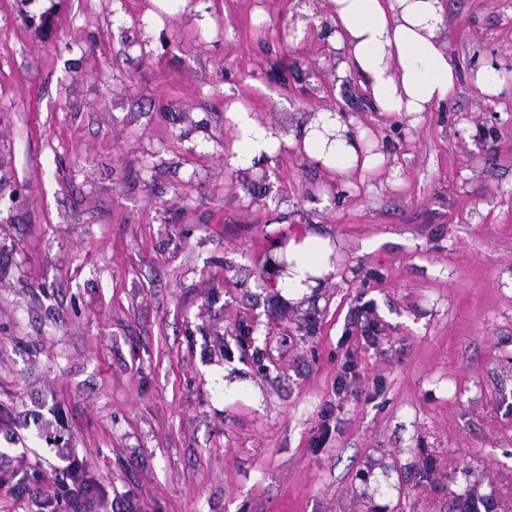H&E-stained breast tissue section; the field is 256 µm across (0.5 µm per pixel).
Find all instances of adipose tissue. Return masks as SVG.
I'll return each instance as SVG.
<instances>
[{"instance_id": "adipose-tissue-1", "label": "adipose tissue", "mask_w": 512, "mask_h": 512, "mask_svg": "<svg viewBox=\"0 0 512 512\" xmlns=\"http://www.w3.org/2000/svg\"><path fill=\"white\" fill-rule=\"evenodd\" d=\"M329 26L344 66L360 77L379 113L403 115L418 124L422 112L447 101L456 81V66L443 40L442 0H329ZM229 118L238 136L234 163L247 166L281 145L300 152L339 175L368 178L388 165L367 129L350 115L321 112L300 135L274 134L255 122L242 104H234ZM329 239L295 235L276 251L287 267L276 286L283 296L297 300L312 293L335 274Z\"/></svg>"}]
</instances>
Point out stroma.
Wrapping results in <instances>:
<instances>
[{
	"mask_svg": "<svg viewBox=\"0 0 512 512\" xmlns=\"http://www.w3.org/2000/svg\"><path fill=\"white\" fill-rule=\"evenodd\" d=\"M443 4L456 89L414 126L330 40L285 49L290 0H67L44 37L0 0V512H41L51 443L94 512H512V73L474 84L512 6ZM234 101L291 135L343 107L391 167L279 150L247 192ZM292 232L336 265L297 301L266 272ZM475 85L479 91L489 97H497L503 88V80L489 68H479L475 72Z\"/></svg>",
	"mask_w": 512,
	"mask_h": 512,
	"instance_id": "stroma-1",
	"label": "stroma"
}]
</instances>
